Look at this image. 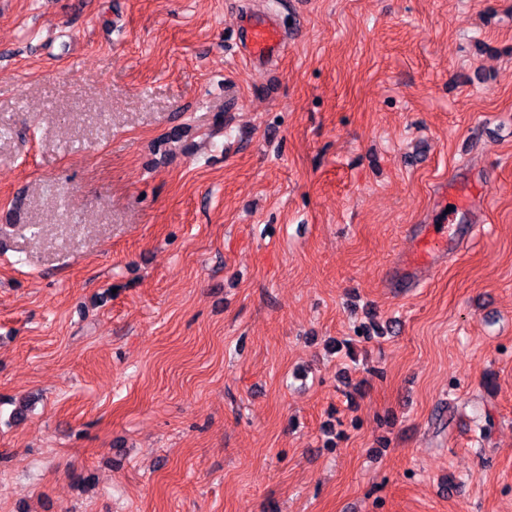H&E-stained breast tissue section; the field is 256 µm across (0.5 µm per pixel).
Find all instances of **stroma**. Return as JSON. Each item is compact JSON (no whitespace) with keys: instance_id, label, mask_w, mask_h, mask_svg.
<instances>
[{"instance_id":"stroma-1","label":"stroma","mask_w":512,"mask_h":512,"mask_svg":"<svg viewBox=\"0 0 512 512\" xmlns=\"http://www.w3.org/2000/svg\"><path fill=\"white\" fill-rule=\"evenodd\" d=\"M0 512H512V0H0ZM238 31L239 41L244 42L246 61L254 66L272 62L286 47V38L278 27L264 18L246 14ZM439 194L443 198L440 227H437V224H428L425 233L419 238L426 261L433 260L436 255L446 251L447 247L448 258L454 256L462 249L463 241L453 236L452 232V226L456 223L459 213L472 212L473 219L476 222V224H473V231L476 234L486 233L487 231V225L483 224V208L477 206L475 197L463 199L454 195L450 201L449 196H452V194L448 192L447 202L446 190H442ZM447 206L451 207V211L446 212Z\"/></svg>"}]
</instances>
